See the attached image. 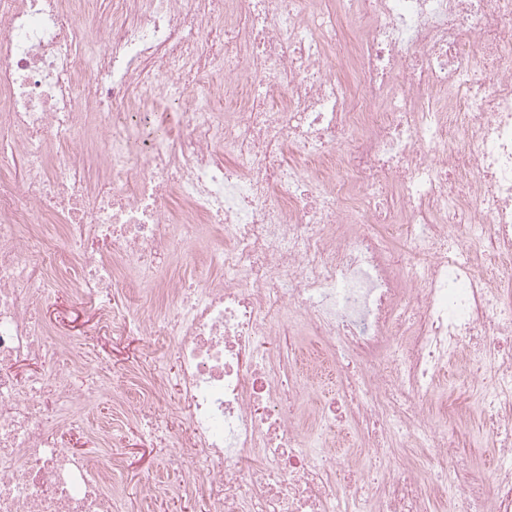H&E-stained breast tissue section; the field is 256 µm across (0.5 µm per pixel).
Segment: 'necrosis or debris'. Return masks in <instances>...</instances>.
<instances>
[{
  "label": "necrosis or debris",
  "mask_w": 512,
  "mask_h": 512,
  "mask_svg": "<svg viewBox=\"0 0 512 512\" xmlns=\"http://www.w3.org/2000/svg\"><path fill=\"white\" fill-rule=\"evenodd\" d=\"M93 6L0 0V512H119L59 442L100 396L90 340L37 313L66 294L120 335L113 291L158 285L178 378L139 413L176 384L167 464L211 512H512V0ZM164 102L142 143L124 116ZM199 242L223 277L163 279Z\"/></svg>",
  "instance_id": "obj_1"
}]
</instances>
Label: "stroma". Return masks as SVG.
Here are the masks:
<instances>
[{
  "instance_id": "obj_1",
  "label": "stroma",
  "mask_w": 512,
  "mask_h": 512,
  "mask_svg": "<svg viewBox=\"0 0 512 512\" xmlns=\"http://www.w3.org/2000/svg\"><path fill=\"white\" fill-rule=\"evenodd\" d=\"M45 319L61 336L94 333V351L99 368L94 376L76 375L74 382L100 385L98 404L89 407L80 428L62 435L64 447L80 454L105 457L116 454L121 464L117 470L120 512H209L207 496L184 488L178 473L167 467L170 444L157 437L137 415L147 392V376L156 370L175 374L177 366L164 336L142 335L131 326L123 335L95 330L91 310L75 307L68 296L54 298L44 310ZM121 390L120 403L110 400L113 390ZM111 425L112 440L104 442L99 429ZM155 482L160 491L151 503H143L142 489Z\"/></svg>"
}]
</instances>
